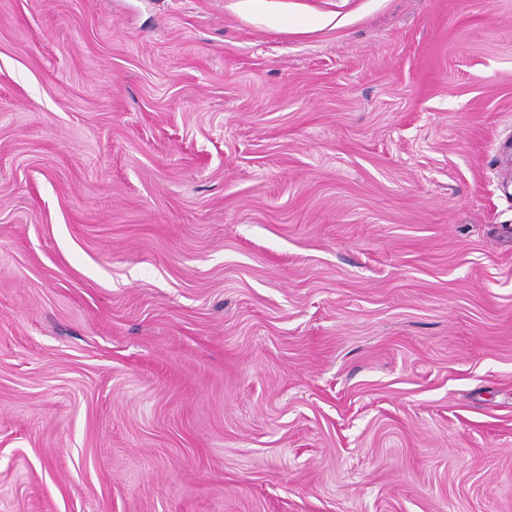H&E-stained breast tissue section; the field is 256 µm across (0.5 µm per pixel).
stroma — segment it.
Returning a JSON list of instances; mask_svg holds the SVG:
<instances>
[{"mask_svg":"<svg viewBox=\"0 0 512 512\" xmlns=\"http://www.w3.org/2000/svg\"><path fill=\"white\" fill-rule=\"evenodd\" d=\"M0 512H512V0H0Z\"/></svg>","mask_w":512,"mask_h":512,"instance_id":"35a3bbf8","label":"stroma"}]
</instances>
